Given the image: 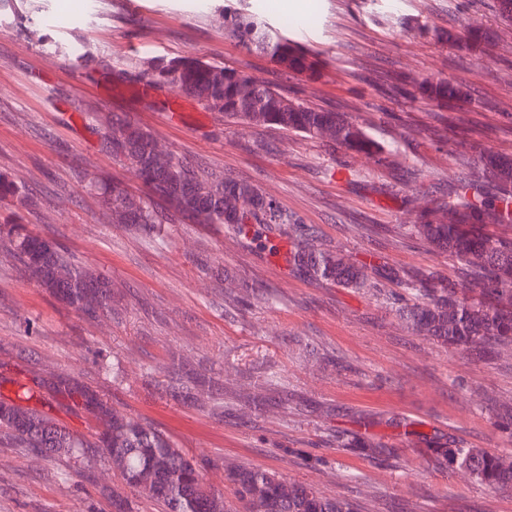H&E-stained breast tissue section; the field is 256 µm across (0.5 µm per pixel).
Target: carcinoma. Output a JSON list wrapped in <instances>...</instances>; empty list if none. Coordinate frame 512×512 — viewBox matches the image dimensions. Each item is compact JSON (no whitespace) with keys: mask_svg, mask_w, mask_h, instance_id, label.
Here are the masks:
<instances>
[{"mask_svg":"<svg viewBox=\"0 0 512 512\" xmlns=\"http://www.w3.org/2000/svg\"><path fill=\"white\" fill-rule=\"evenodd\" d=\"M491 33L472 27L457 38L462 48L480 51ZM224 39L248 51L267 54L287 74L313 78L320 72L318 54L274 30L255 13L224 9ZM138 84L173 85L181 95L224 113L234 123L276 125L310 139H326L351 153L396 163L356 120L343 112L316 109L289 97L265 81L221 65L185 55L169 60L150 58L135 76ZM401 93L445 107L465 99L452 82L413 81ZM104 131L103 147L135 169L147 200L138 202L118 184L94 182L92 190L112 213L116 224H131L149 236L164 239L171 221L159 210V200L190 224L227 226L237 235L255 237L264 224H297L295 214L282 209L257 186L224 176H203L185 158L156 150L151 133L128 120L115 119ZM481 180L464 181L456 199L425 207L409 230L430 246L454 256L461 264L456 281L433 275L408 282L421 300L402 310L412 329L423 336L477 358L512 349V237L493 233L490 225L512 227V155L485 149L476 156ZM0 198L23 207L32 204L26 188L0 172ZM249 203L251 209L243 210ZM0 238L10 247L28 278L78 313L97 317L112 298L108 280L71 261L59 247L30 231L20 213L0 222ZM287 262L313 280H332L346 288H362L368 267L341 253L296 246ZM63 399L100 424L96 441L82 440L50 416L30 405L46 397ZM0 444L27 448L35 455L88 457L100 448L125 487L154 503L160 512H232L224 494L204 482L200 465L174 447L157 430L120 414L90 387L69 377L47 381L32 374L14 396L0 393ZM447 464L492 489L512 488V454L460 448L455 442L438 449ZM234 500L244 512H352L341 499H329L313 489L287 483L274 472L251 466L224 468Z\"/></svg>","mask_w":512,"mask_h":512,"instance_id":"carcinoma-1","label":"carcinoma"}]
</instances>
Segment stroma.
Wrapping results in <instances>:
<instances>
[{"label": "stroma", "instance_id": "stroma-1", "mask_svg": "<svg viewBox=\"0 0 512 512\" xmlns=\"http://www.w3.org/2000/svg\"><path fill=\"white\" fill-rule=\"evenodd\" d=\"M0 0V171L30 193V229L112 282L90 319L24 274L0 243V377L68 374L151 426L228 491L224 467L260 466L354 512H512L492 489L438 464L431 436L512 454V351L476 358L399 318L403 280L453 281L459 262L410 234L424 200L477 178L475 147L512 155V24L496 0ZM261 15L324 60L314 81L224 38V9ZM418 19L425 32L404 31ZM479 25L470 54L433 30ZM188 53L259 77L314 108L344 112L395 153L392 167L276 126L239 125L191 98L116 79L148 57ZM447 79L466 100L441 108L392 93ZM150 132L197 170L257 185L296 214L303 242L377 267L366 287L292 271L293 231L273 248L172 221L167 245L113 223L90 181L131 194L138 175L102 148L97 116ZM210 380L200 390L197 379ZM387 444L376 457L355 434ZM123 485L102 457L41 459L0 445V512H112Z\"/></svg>", "mask_w": 512, "mask_h": 512}]
</instances>
